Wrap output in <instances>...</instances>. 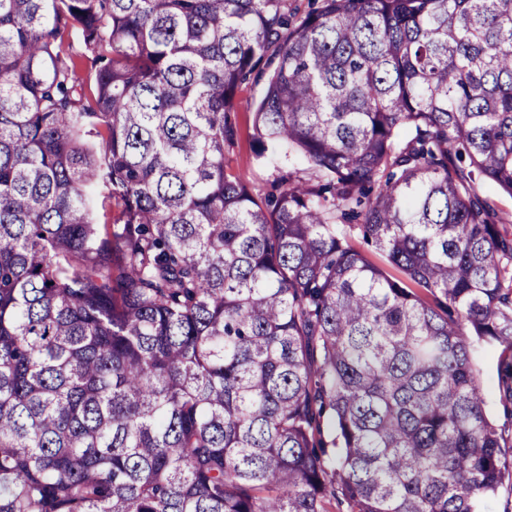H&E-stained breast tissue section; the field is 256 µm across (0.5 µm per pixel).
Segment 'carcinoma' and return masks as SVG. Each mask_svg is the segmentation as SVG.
Returning a JSON list of instances; mask_svg holds the SVG:
<instances>
[{
  "instance_id": "carcinoma-1",
  "label": "carcinoma",
  "mask_w": 512,
  "mask_h": 512,
  "mask_svg": "<svg viewBox=\"0 0 512 512\" xmlns=\"http://www.w3.org/2000/svg\"><path fill=\"white\" fill-rule=\"evenodd\" d=\"M264 63L267 199L224 167ZM486 184L512 0H0V512H491Z\"/></svg>"
}]
</instances>
